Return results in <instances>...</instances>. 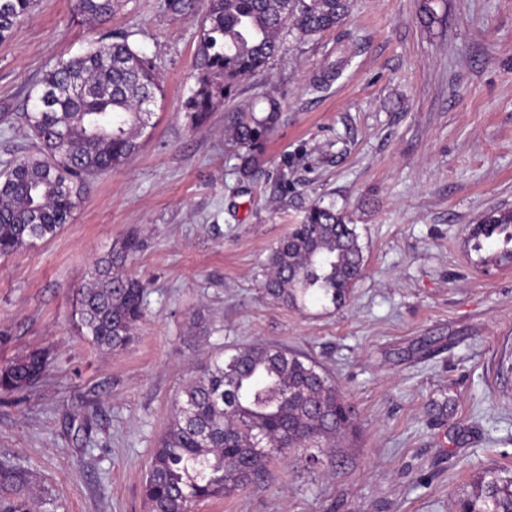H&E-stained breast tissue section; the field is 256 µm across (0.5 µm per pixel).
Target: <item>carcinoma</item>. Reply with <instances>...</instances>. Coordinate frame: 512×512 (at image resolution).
<instances>
[{
	"label": "carcinoma",
	"instance_id": "obj_1",
	"mask_svg": "<svg viewBox=\"0 0 512 512\" xmlns=\"http://www.w3.org/2000/svg\"><path fill=\"white\" fill-rule=\"evenodd\" d=\"M122 0H77L79 14L105 23ZM33 0H0V42L31 12ZM175 16L195 11V0H161ZM351 0H208L197 53L196 89L184 103L197 125L230 98L236 83L263 68L282 49L288 27L313 37L341 27ZM348 59L313 78L328 90ZM50 102L25 113L34 145L4 162L0 174V257L52 240L83 198L87 177L121 167L139 147L160 91L155 66L128 37L101 39L84 53L60 59L39 81ZM280 106L267 99L229 111L224 138L242 147L260 143L280 122ZM512 242V210H493L472 231L480 241ZM134 244L98 259L79 291L81 330L100 349L128 347L144 317L145 286L125 270ZM365 267L353 224L331 208L312 207L272 248L263 293L297 307L315 296L344 304ZM49 353L35 349L0 366V392L18 394L46 375ZM357 411L326 370L310 357L260 342L213 359L181 391L168 427L158 438L144 485L149 512H191L270 476L273 461L300 449L314 464H332L331 448L355 428ZM20 470L0 465V512H28L15 497ZM461 512H512V476L484 471L460 504Z\"/></svg>",
	"mask_w": 512,
	"mask_h": 512
}]
</instances>
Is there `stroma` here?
<instances>
[{"label":"stroma","mask_w":512,"mask_h":512,"mask_svg":"<svg viewBox=\"0 0 512 512\" xmlns=\"http://www.w3.org/2000/svg\"><path fill=\"white\" fill-rule=\"evenodd\" d=\"M199 12L123 0L110 21L75 0H35L0 42V163L27 152L23 113L57 58L129 34L162 93L140 147L90 177L49 242L0 259V365L45 349L46 376L0 394V461L23 472L30 512H146L153 448L182 385L257 341L310 356L358 410L333 467L300 451L196 512H456L487 469L512 472V262L470 233L512 209V0H352L342 27L288 33L229 105L281 102L252 174L224 141L227 105L191 126ZM353 58L323 93L310 77ZM315 205L357 226L366 266L341 307L285 306L259 285L272 247ZM148 285L134 342L112 353L81 331L78 290L128 236ZM209 331L199 335L195 322Z\"/></svg>","instance_id":"obj_1"}]
</instances>
